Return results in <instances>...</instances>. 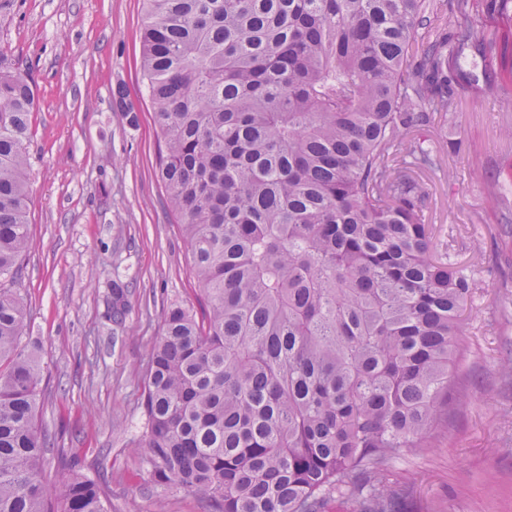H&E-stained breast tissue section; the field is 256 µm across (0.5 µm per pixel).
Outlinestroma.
<instances>
[{"mask_svg":"<svg viewBox=\"0 0 512 512\" xmlns=\"http://www.w3.org/2000/svg\"><path fill=\"white\" fill-rule=\"evenodd\" d=\"M142 0H10L0 51L36 84L29 126L32 246L17 284L22 345L43 374L38 423L49 464L66 459L103 486L111 512H205L204 502L153 481L145 462L143 380L164 313L202 312L179 217L157 176L160 136L143 78ZM469 77L436 128L442 168L416 171L435 256L481 283L461 317L451 369L448 434L384 466L407 512H512V57L466 54ZM125 90L135 114L122 112ZM127 311L112 321V288Z\"/></svg>","mask_w":512,"mask_h":512,"instance_id":"1","label":"stroma"}]
</instances>
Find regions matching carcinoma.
<instances>
[{
    "label": "carcinoma",
    "mask_w": 512,
    "mask_h": 512,
    "mask_svg": "<svg viewBox=\"0 0 512 512\" xmlns=\"http://www.w3.org/2000/svg\"><path fill=\"white\" fill-rule=\"evenodd\" d=\"M159 178L205 301L169 307L142 398L153 480L208 512H399L385 463L448 430L449 367L478 282L432 254L437 156L401 136L453 109L448 72L497 45L472 0L421 36L429 0H144ZM33 83L0 53V278L31 247ZM0 288V512H108L49 485L42 374Z\"/></svg>",
    "instance_id": "obj_1"
}]
</instances>
